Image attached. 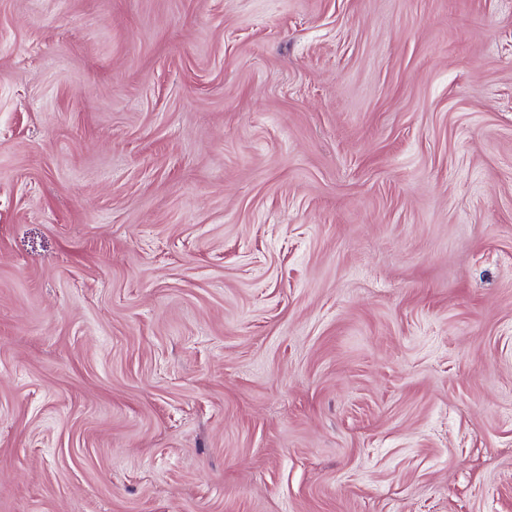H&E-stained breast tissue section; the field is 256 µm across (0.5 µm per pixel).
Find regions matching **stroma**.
<instances>
[{
    "instance_id": "stroma-1",
    "label": "stroma",
    "mask_w": 512,
    "mask_h": 512,
    "mask_svg": "<svg viewBox=\"0 0 512 512\" xmlns=\"http://www.w3.org/2000/svg\"><path fill=\"white\" fill-rule=\"evenodd\" d=\"M0 512H512V0H0Z\"/></svg>"
}]
</instances>
